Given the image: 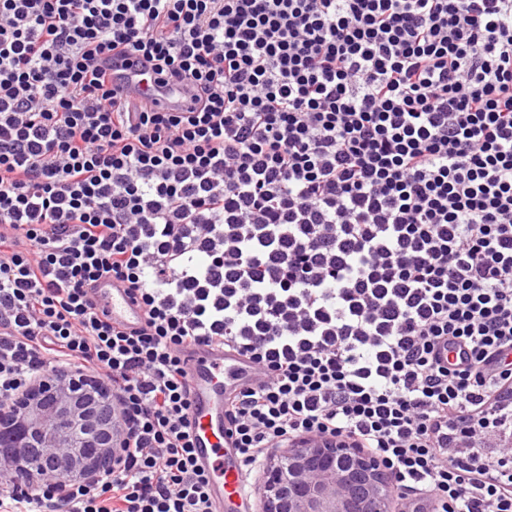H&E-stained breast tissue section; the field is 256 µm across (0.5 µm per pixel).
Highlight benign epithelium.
<instances>
[{
	"instance_id": "obj_1",
	"label": "benign epithelium",
	"mask_w": 512,
	"mask_h": 512,
	"mask_svg": "<svg viewBox=\"0 0 512 512\" xmlns=\"http://www.w3.org/2000/svg\"><path fill=\"white\" fill-rule=\"evenodd\" d=\"M125 446L112 393L88 375L49 373L33 394L0 404V460L67 477L112 468ZM262 512H392L394 474L346 441L306 440L267 460Z\"/></svg>"
}]
</instances>
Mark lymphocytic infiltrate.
<instances>
[{
	"label": "lymphocytic infiltrate",
	"mask_w": 512,
	"mask_h": 512,
	"mask_svg": "<svg viewBox=\"0 0 512 512\" xmlns=\"http://www.w3.org/2000/svg\"><path fill=\"white\" fill-rule=\"evenodd\" d=\"M131 55L184 105L115 92ZM104 275L142 329L95 312ZM199 343L258 368L224 404L250 494L325 438L389 460L401 512H512L452 459L512 406V0H0V401L77 369L127 437L0 512H213Z\"/></svg>",
	"instance_id": "obj_1"
}]
</instances>
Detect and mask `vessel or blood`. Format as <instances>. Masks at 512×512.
Masks as SVG:
<instances>
[{
  "mask_svg": "<svg viewBox=\"0 0 512 512\" xmlns=\"http://www.w3.org/2000/svg\"><path fill=\"white\" fill-rule=\"evenodd\" d=\"M122 92L141 95L146 104L167 109L180 101L182 90L173 85L160 92L150 91L135 70L123 71L116 79ZM93 299L112 325L129 331L144 321V311L126 289L114 287L103 278L94 285ZM189 398L192 402L194 458L198 467L213 476L210 497L215 512H224L227 504L240 503L245 493L241 486L242 470L234 448L235 438L224 421V395L249 384L254 376L252 364L219 345L191 346L182 357Z\"/></svg>",
  "mask_w": 512,
  "mask_h": 512,
  "instance_id": "b4317fda",
  "label": "vessel or blood"
}]
</instances>
